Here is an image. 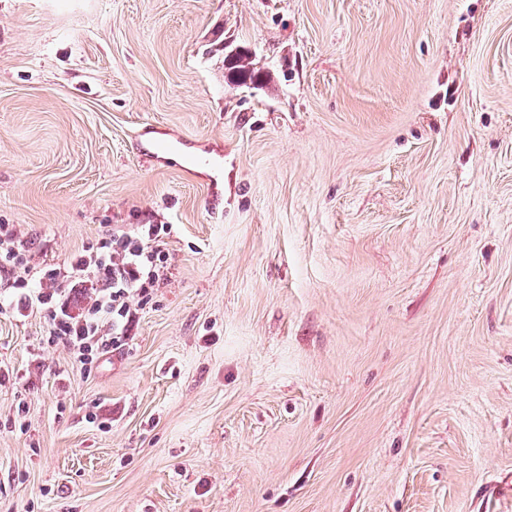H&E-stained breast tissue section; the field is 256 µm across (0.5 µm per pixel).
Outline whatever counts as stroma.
<instances>
[{
  "label": "stroma",
  "mask_w": 512,
  "mask_h": 512,
  "mask_svg": "<svg viewBox=\"0 0 512 512\" xmlns=\"http://www.w3.org/2000/svg\"><path fill=\"white\" fill-rule=\"evenodd\" d=\"M1 224L170 232L88 372L0 280V512H512V0H0ZM224 61L229 70H232L233 82L237 85H248L261 80V71L256 70L249 57L243 55L230 59L225 57Z\"/></svg>",
  "instance_id": "35a3bbf8"
}]
</instances>
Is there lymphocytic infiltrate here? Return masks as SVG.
<instances>
[{
	"label": "lymphocytic infiltrate",
	"mask_w": 512,
	"mask_h": 512,
	"mask_svg": "<svg viewBox=\"0 0 512 512\" xmlns=\"http://www.w3.org/2000/svg\"><path fill=\"white\" fill-rule=\"evenodd\" d=\"M167 228L151 224L134 234L104 232L64 266L32 271L26 241L0 225V270L14 279L18 303L44 314L47 340L67 347L92 370L96 361L126 339L133 318L131 299L159 285L168 256L160 246ZM93 289L80 313H72L68 291Z\"/></svg>",
	"instance_id": "f902f5d3"
}]
</instances>
